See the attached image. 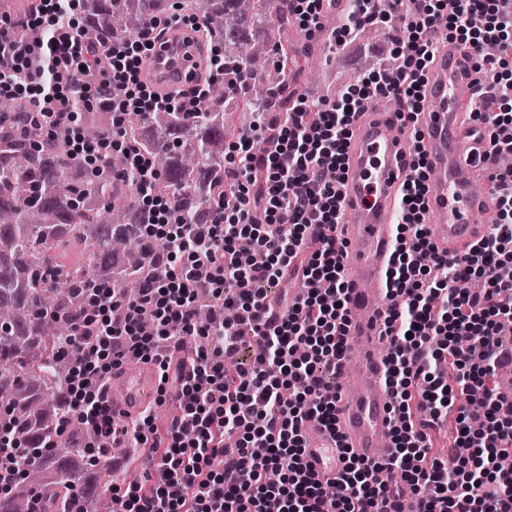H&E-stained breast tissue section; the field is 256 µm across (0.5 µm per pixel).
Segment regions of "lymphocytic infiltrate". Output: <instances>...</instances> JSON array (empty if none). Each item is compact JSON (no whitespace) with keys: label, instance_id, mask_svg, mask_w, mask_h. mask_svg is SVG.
Here are the masks:
<instances>
[{"label":"lymphocytic infiltrate","instance_id":"1","mask_svg":"<svg viewBox=\"0 0 512 512\" xmlns=\"http://www.w3.org/2000/svg\"><path fill=\"white\" fill-rule=\"evenodd\" d=\"M342 34L368 23L393 25L398 69H381L350 85L340 99L311 110L289 107L285 119L263 121L253 136L229 147L224 202L203 224L175 221L177 203L155 197L150 156L121 134L126 119L158 109L193 112L203 98L159 95L141 78L159 24L146 20L128 42L101 57L86 26L59 27L70 0H37L28 20L36 38L12 48L10 21L0 17V96L50 105L54 119L72 122L71 87L92 101L102 85L112 133L93 143L71 138L73 157L120 155L140 183L148 221L142 236L165 242L151 253L143 285L126 299L109 279L96 281L90 311L60 343L70 354L63 391L67 409L99 440L96 450L145 447L146 478L113 487L118 512H512V473L498 462L512 453L508 406L490 381L512 363V0H352ZM472 45L481 80L473 122L488 147L479 163H494L492 230L468 250L439 251L423 222L428 162L415 114L440 38ZM395 98L410 127V162L403 183L398 246L386 270L392 299L380 337L391 397L395 453L366 461L348 456L333 480L308 473L302 425L336 429V381L350 318L345 246L338 233V186L353 121L367 103ZM296 280L292 300L268 306L271 289ZM253 347L250 363L237 354ZM154 363L159 393L178 414L157 421L154 409L115 422L107 389L115 369ZM483 391V421L455 403ZM456 422L444 457H430L433 433Z\"/></svg>","mask_w":512,"mask_h":512}]
</instances>
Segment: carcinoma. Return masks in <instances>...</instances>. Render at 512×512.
I'll return each mask as SVG.
<instances>
[{
    "label": "carcinoma",
    "mask_w": 512,
    "mask_h": 512,
    "mask_svg": "<svg viewBox=\"0 0 512 512\" xmlns=\"http://www.w3.org/2000/svg\"><path fill=\"white\" fill-rule=\"evenodd\" d=\"M34 8L30 0H0L11 16V37L25 46L31 33L22 20ZM90 25L104 44L128 41L140 29L147 11L190 13L201 23L203 43H224L223 78L206 77L207 94L197 112L157 110L132 115L124 128L127 140L151 155L159 179L153 192L178 202L180 224H204L224 189V159L213 151L224 134V109L236 96L246 108L240 129L251 131L261 113L284 111L288 89L270 61L269 43L248 29L275 26L277 43L288 45V14L282 0H88ZM247 70L253 81L235 87L231 79ZM104 88L82 106V132L97 139L112 130V111ZM150 127L166 147L142 138ZM68 133L42 120L23 103L0 98V410L10 420L15 452L26 458L27 478L12 484L0 498V512H32L48 476L59 485L81 486L78 468L85 458L82 426L73 424L58 437L57 387L69 369L59 351L90 308L87 288L102 276L115 280L122 295L140 288L141 266L161 244L138 236L145 220L136 191L122 175L118 156L88 169L67 151ZM78 242L88 258L81 266L57 261V252ZM54 439L48 452L37 447ZM88 512H112L104 489L86 504Z\"/></svg>",
    "instance_id": "cac0c4a2"
}]
</instances>
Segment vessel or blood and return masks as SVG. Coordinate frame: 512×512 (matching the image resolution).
<instances>
[{
  "label": "vessel or blood",
  "mask_w": 512,
  "mask_h": 512,
  "mask_svg": "<svg viewBox=\"0 0 512 512\" xmlns=\"http://www.w3.org/2000/svg\"><path fill=\"white\" fill-rule=\"evenodd\" d=\"M180 34V29L169 30L164 45L150 52L142 70L145 81L168 90L182 85L195 50ZM472 57V50L461 42H440L419 118L429 162L426 222L439 249L451 256L486 234V225L475 223L474 217L495 205L488 178L478 173L480 144L466 124L471 101L458 95L476 77ZM408 159L404 127L395 113L367 112L358 118L346 149L342 187L346 220L339 230L346 244L348 337L363 340L365 349L355 361L351 382L341 388L336 434L311 422L304 428L309 465L323 481L344 467L346 453L380 460L394 452L385 367L374 346L383 313L390 306L385 272L397 246L395 229ZM113 384L114 411L138 413L158 388L156 367L143 363L134 371L118 369Z\"/></svg>",
  "instance_id": "b4317fda"
}]
</instances>
